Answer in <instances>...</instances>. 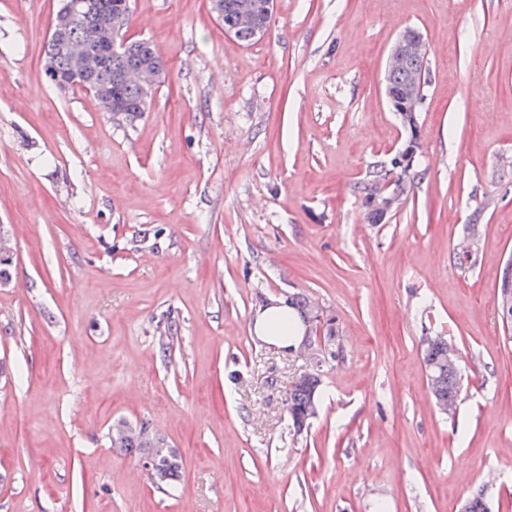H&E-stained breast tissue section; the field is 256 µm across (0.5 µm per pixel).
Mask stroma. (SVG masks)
<instances>
[{"label": "stroma", "instance_id": "obj_1", "mask_svg": "<svg viewBox=\"0 0 512 512\" xmlns=\"http://www.w3.org/2000/svg\"><path fill=\"white\" fill-rule=\"evenodd\" d=\"M59 5L0 0V512H459L480 487L512 512V0H276L250 44L207 0H132L128 37L166 64L132 124L50 85ZM407 28L429 44L420 173L367 224L355 186L407 140L385 97ZM293 294L333 319L338 358L251 336ZM436 335L469 380L450 417ZM315 371L297 434L288 393ZM120 419L179 451L180 484L112 448ZM502 288L497 315L503 326L508 329L512 327V260L508 261L505 266ZM448 339L443 336H425L422 338L423 359L427 357L430 364L427 370L428 386L435 405L438 401H444L449 410L454 407L455 413L463 391V379L461 362L463 357L459 353V359L454 365H448V361L458 357L455 347L448 350ZM451 345V344H450ZM448 354V361L443 358ZM437 406V405H436ZM448 406L440 403L438 407L444 412ZM448 410V411H449Z\"/></svg>", "mask_w": 512, "mask_h": 512}]
</instances>
